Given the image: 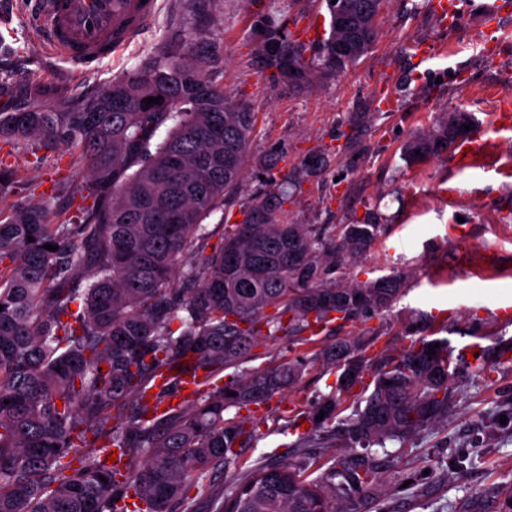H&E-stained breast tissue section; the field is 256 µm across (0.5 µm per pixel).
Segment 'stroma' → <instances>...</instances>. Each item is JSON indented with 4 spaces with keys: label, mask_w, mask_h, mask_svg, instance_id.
I'll return each instance as SVG.
<instances>
[{
    "label": "stroma",
    "mask_w": 512,
    "mask_h": 512,
    "mask_svg": "<svg viewBox=\"0 0 512 512\" xmlns=\"http://www.w3.org/2000/svg\"><path fill=\"white\" fill-rule=\"evenodd\" d=\"M430 2L386 0L365 56L344 72L295 87L271 81L263 68L253 18L283 26L314 62L326 38L319 30L329 17L325 0H202L190 10L182 0H158L150 25L91 71L49 49L21 0H0V111L40 103L53 91L87 97L149 65L180 35L199 31L221 47L222 82L257 114L248 174L224 205L225 223L285 178L290 223L384 225L350 277L364 282L403 272L409 290L391 310L335 321L306 344L260 343L239 366L245 372L310 358L295 384L251 406L256 438L239 465L303 462L313 479L352 451L339 438L325 448L310 441L308 424L336 383L335 369L315 361V353L374 333L371 357L414 338L447 340L459 370L447 417L406 442L353 450L374 460L378 474L356 501H343L347 512H459L480 494L485 512H495L490 490L512 483V361L498 358L499 348H512V129L493 124L500 101L512 97V11L495 21L502 47L490 57L483 16L490 0H458L461 20L451 29L439 24ZM420 41L434 44L435 54L415 57ZM386 90L396 98L388 109L379 103ZM444 112L471 116L472 134L484 143L480 159L459 168L448 153L408 164L407 141ZM0 158L17 172L11 187L0 188V210L34 193L47 200L55 221L75 215L69 198L85 182L77 150L44 154L0 142ZM473 354L493 361L491 376L475 371ZM235 475L209 471L177 512H216Z\"/></svg>",
    "instance_id": "obj_1"
}]
</instances>
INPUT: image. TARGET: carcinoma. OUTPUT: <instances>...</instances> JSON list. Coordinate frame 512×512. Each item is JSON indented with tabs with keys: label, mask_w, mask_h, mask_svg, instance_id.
I'll return each mask as SVG.
<instances>
[{
	"label": "carcinoma",
	"mask_w": 512,
	"mask_h": 512,
	"mask_svg": "<svg viewBox=\"0 0 512 512\" xmlns=\"http://www.w3.org/2000/svg\"><path fill=\"white\" fill-rule=\"evenodd\" d=\"M381 2L326 0L322 74L360 59L336 53L337 44L358 40L368 51ZM254 26L261 51L281 44L296 69L291 81L285 68L272 79L312 80L302 46L281 26L262 16ZM221 57L209 37L185 34L150 66L80 101L58 96L0 112L1 142L80 148L93 197L62 224L34 194L0 212V512H175L202 475L236 464L251 444L255 428L240 410L267 403L308 362L295 357L233 376L163 411L158 404L178 379L151 396L158 376L181 369L187 356L210 376L237 366L260 336H317L332 313L352 321L387 310L406 287L397 271L339 282L382 225L290 224L286 180L209 245L214 233L204 221L238 188L255 125L250 105L215 81ZM147 97L160 103L148 107ZM459 119L446 112L414 136L408 159L446 152L448 126ZM208 246L204 264L185 263ZM364 348L359 338L341 339L318 353L339 371L340 396L371 378L364 406L341 421L351 443L404 441L445 415L454 378L448 341L421 338L377 361ZM111 448L127 458L125 470L108 463ZM341 466L314 480L293 465L254 469L219 512H345L338 500L376 475L363 459Z\"/></svg>",
	"instance_id": "obj_1"
}]
</instances>
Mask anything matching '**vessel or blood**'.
Listing matches in <instances>:
<instances>
[{
	"instance_id": "vessel-or-blood-1",
	"label": "vessel or blood",
	"mask_w": 512,
	"mask_h": 512,
	"mask_svg": "<svg viewBox=\"0 0 512 512\" xmlns=\"http://www.w3.org/2000/svg\"><path fill=\"white\" fill-rule=\"evenodd\" d=\"M51 49L77 64L100 61L130 44L156 15V0H28Z\"/></svg>"
}]
</instances>
